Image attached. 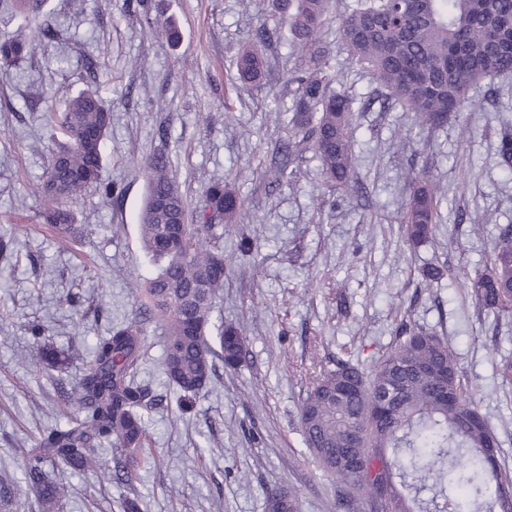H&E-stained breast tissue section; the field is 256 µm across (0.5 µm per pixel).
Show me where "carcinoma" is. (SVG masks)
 Returning <instances> with one entry per match:
<instances>
[{"label":"carcinoma","instance_id":"cac0c4a2","mask_svg":"<svg viewBox=\"0 0 512 512\" xmlns=\"http://www.w3.org/2000/svg\"><path fill=\"white\" fill-rule=\"evenodd\" d=\"M330 0H298L286 24L311 66L299 78L301 92L292 122L303 135L293 148L310 150L328 182L347 187L355 174L351 147L354 102L331 88L328 53L321 30ZM512 0H357L339 27L340 40L357 64L385 90L384 102L415 113L427 129L443 127L448 116L473 107L480 81L512 74ZM51 38L49 26L35 38L19 34L0 42V71ZM242 82L262 75L253 48L237 57ZM112 112L98 90L72 96L61 120L66 142L52 155L37 187L43 223L62 243L78 232L65 203L90 189L107 196L117 186L101 178L102 150ZM146 197L138 216L140 244L160 264L157 274L135 282L132 293L165 330L163 371L187 396L210 383L216 362L236 370L245 359L238 328L215 327L207 340L215 302L224 288L232 257L224 255V225L241 214L243 202L217 179L206 188L207 204L189 219L165 156L143 167ZM415 187L402 206L407 240L419 243L440 220L436 185L415 174ZM478 307L512 315V227L501 230L482 273L471 283ZM33 344L50 368L63 364L61 352L39 325L29 327ZM144 330L137 320L112 325L100 336L73 397L57 427L28 450L25 476L44 508L63 497L47 482L42 464L60 459L73 469L99 467V449L109 444L124 457V480L134 481L146 434L145 391L136 377L144 357ZM303 444L336 483L341 505L363 512H500V488H512L502 474L499 442L463 386L458 361L441 337L422 328H402L398 339L368 372L348 360L320 374L299 411ZM264 512H301L296 491L273 488Z\"/></svg>","mask_w":512,"mask_h":512}]
</instances>
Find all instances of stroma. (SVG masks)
Instances as JSON below:
<instances>
[{
	"label": "stroma",
	"mask_w": 512,
	"mask_h": 512,
	"mask_svg": "<svg viewBox=\"0 0 512 512\" xmlns=\"http://www.w3.org/2000/svg\"><path fill=\"white\" fill-rule=\"evenodd\" d=\"M289 0H46L39 22L55 31L35 55L0 73V512H44L24 479L26 453L59 426L58 404L71 397L97 336L137 318L132 282L154 275L140 247L142 167L166 153L191 212L211 180L223 179L244 204L224 227L234 260L215 319L245 338L236 371L217 366L208 387L180 408L161 368L165 331L145 322L146 354L137 381L150 464L118 480L119 455L99 452L100 468L75 471L47 459L48 480L68 489L58 512H263L270 488L297 491L302 512H341L336 485L303 445L299 407L313 377L351 360L371 367L398 328L420 327L447 340L462 382L500 443L512 474V380L496 362L512 361V317L478 307L468 285L484 269L500 227L512 225V174L499 148L512 135V77L478 85L474 110L444 129H421L413 113L383 108L378 84L352 64L336 39L354 0H332L323 37L330 73L355 99L352 191L337 189L306 152L291 156L288 176L271 180L291 121L298 79L308 67L284 24ZM258 43L264 75L241 84L238 53ZM97 82L112 103L102 178L123 193L88 191L73 210L81 232L59 247L45 229L36 193L61 141L66 101ZM438 186L441 220L431 237L404 241L400 207L406 173ZM250 256L238 254L241 238ZM445 268L429 281L427 266ZM83 296L70 308L67 294ZM43 325L67 356L46 370L30 340Z\"/></svg>",
	"instance_id": "stroma-1"
}]
</instances>
